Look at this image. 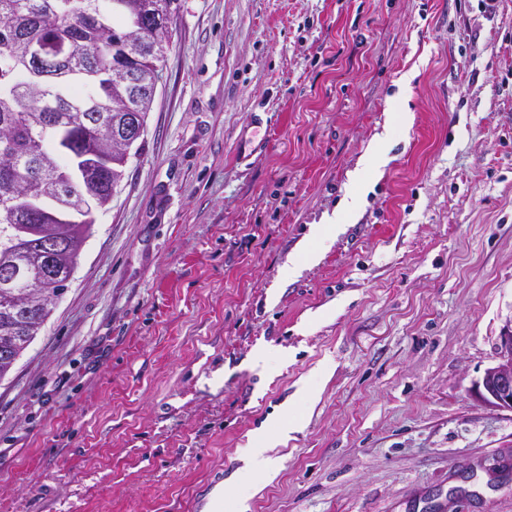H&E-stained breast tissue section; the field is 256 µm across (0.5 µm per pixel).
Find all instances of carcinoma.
Here are the masks:
<instances>
[{"label":"carcinoma","instance_id":"carcinoma-1","mask_svg":"<svg viewBox=\"0 0 512 512\" xmlns=\"http://www.w3.org/2000/svg\"><path fill=\"white\" fill-rule=\"evenodd\" d=\"M177 0H0V380L67 288L92 221L57 207L61 189L106 208L128 160L130 112L146 126ZM34 41L67 53L57 78L22 57Z\"/></svg>","mask_w":512,"mask_h":512}]
</instances>
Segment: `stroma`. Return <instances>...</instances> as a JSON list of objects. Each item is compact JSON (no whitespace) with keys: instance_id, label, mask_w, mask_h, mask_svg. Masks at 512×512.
Listing matches in <instances>:
<instances>
[{"instance_id":"obj_1","label":"stroma","mask_w":512,"mask_h":512,"mask_svg":"<svg viewBox=\"0 0 512 512\" xmlns=\"http://www.w3.org/2000/svg\"><path fill=\"white\" fill-rule=\"evenodd\" d=\"M160 66L0 381V512H512V411L477 389L512 318V0H177ZM354 189L345 194L344 199L340 203L338 209L334 210L332 214H327L324 217V224H314L311 228V237L318 238L322 236L327 230L335 229L339 224H344L346 221L355 214L359 209L365 184L359 178H354ZM248 448V453L252 458L254 466L257 470L267 469L274 462V457L270 452L274 449L271 442L265 436H259Z\"/></svg>"}]
</instances>
